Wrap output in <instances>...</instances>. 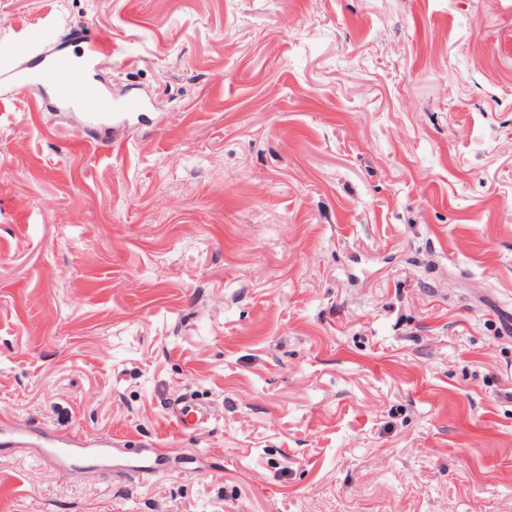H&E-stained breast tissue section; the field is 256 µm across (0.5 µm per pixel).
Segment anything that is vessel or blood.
<instances>
[{
  "label": "vessel or blood",
  "instance_id": "obj_1",
  "mask_svg": "<svg viewBox=\"0 0 512 512\" xmlns=\"http://www.w3.org/2000/svg\"><path fill=\"white\" fill-rule=\"evenodd\" d=\"M31 62L38 77L45 81L50 99L61 104L76 105L92 118L103 119L114 112L112 99L91 80H74L68 61L38 47H30ZM16 47L0 50V75L25 86L31 75L14 63ZM0 446L5 448H38L46 459L60 469L84 462H104L114 457L117 441L92 437L81 433L56 436L42 428L17 429L11 420L0 418ZM126 471L149 476L166 471L167 458L161 444L155 440L144 442L139 457L125 466Z\"/></svg>",
  "mask_w": 512,
  "mask_h": 512
}]
</instances>
